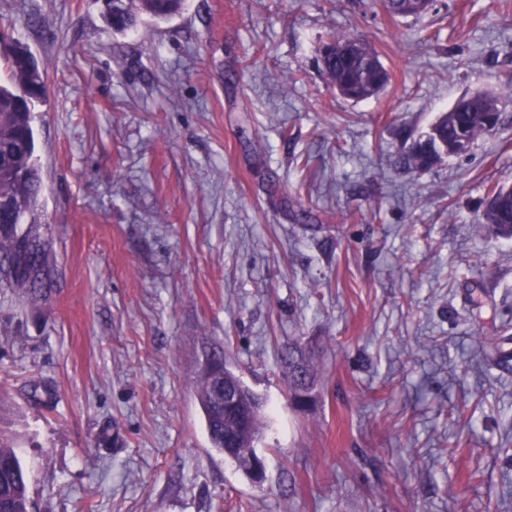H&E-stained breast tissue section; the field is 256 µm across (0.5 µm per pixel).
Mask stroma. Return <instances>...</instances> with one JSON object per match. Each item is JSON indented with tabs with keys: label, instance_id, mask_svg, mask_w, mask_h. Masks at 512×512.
<instances>
[{
	"label": "stroma",
	"instance_id": "1",
	"mask_svg": "<svg viewBox=\"0 0 512 512\" xmlns=\"http://www.w3.org/2000/svg\"><path fill=\"white\" fill-rule=\"evenodd\" d=\"M104 12L0 0L45 70L62 269L50 307L0 294L29 512H512V240L476 228L512 185V103L467 155L398 164L462 94L512 90V0H187L122 33ZM331 29L378 51L377 96L332 87ZM213 347L264 402L262 482L210 444Z\"/></svg>",
	"mask_w": 512,
	"mask_h": 512
}]
</instances>
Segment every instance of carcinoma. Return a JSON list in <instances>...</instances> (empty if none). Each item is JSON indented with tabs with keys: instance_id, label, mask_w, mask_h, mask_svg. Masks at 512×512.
Segmentation results:
<instances>
[{
	"instance_id": "cac0c4a2",
	"label": "carcinoma",
	"mask_w": 512,
	"mask_h": 512,
	"mask_svg": "<svg viewBox=\"0 0 512 512\" xmlns=\"http://www.w3.org/2000/svg\"><path fill=\"white\" fill-rule=\"evenodd\" d=\"M141 12L156 19H167L179 13L185 0H138ZM133 0H112L107 21L112 30L124 32L136 25L137 15L132 10ZM0 65L5 78L0 79V200L10 207L0 211V256L20 257L28 268L27 276L13 277L0 267V291L9 292L19 301L49 302L58 285L59 271L55 264L54 240L51 225L41 221L40 196L43 179L37 154L35 124L36 105L45 95L44 71L34 55L21 44L0 34ZM323 71L332 86L360 89L372 97L381 85L390 80L386 68L378 69V52L368 43L331 29L327 33ZM504 97L494 93L465 94L452 107L438 116L435 125L443 140L464 137L470 143L491 134L485 124L489 112H501ZM403 167L424 169L430 167L419 152L408 149L400 157ZM495 195L493 207L483 211L478 226L496 234L512 238V195L503 188L489 191ZM283 361L298 357L304 363L309 379L314 370L305 350L293 340L283 348ZM225 377L243 387L245 395L253 396L243 380L224 363V351L211 350L200 377L199 400L203 409L207 432L213 448L224 452V437L236 435V423L224 417V395L219 393L210 377ZM263 433L261 408H253L247 427L238 440L240 450L228 459L240 467H249L246 449L255 447ZM28 474L20 457L17 439L0 430V512H28Z\"/></svg>"
}]
</instances>
